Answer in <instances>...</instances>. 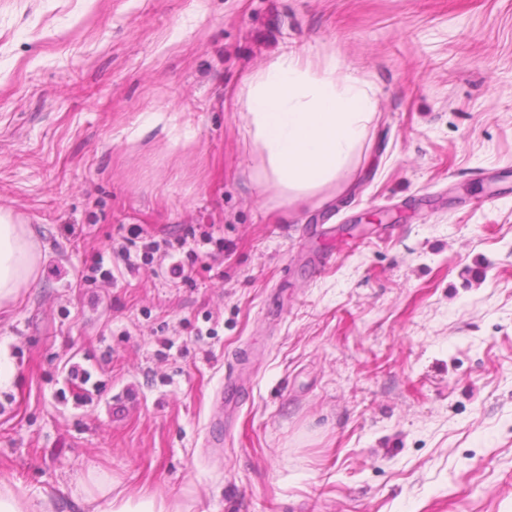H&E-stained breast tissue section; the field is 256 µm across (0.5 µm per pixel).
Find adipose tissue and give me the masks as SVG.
I'll use <instances>...</instances> for the list:
<instances>
[{"instance_id": "obj_1", "label": "adipose tissue", "mask_w": 512, "mask_h": 512, "mask_svg": "<svg viewBox=\"0 0 512 512\" xmlns=\"http://www.w3.org/2000/svg\"><path fill=\"white\" fill-rule=\"evenodd\" d=\"M336 71L335 61L316 68L300 54L283 52L243 81L245 127L266 159V182L285 202L301 201L334 181L367 137L371 88ZM41 260L28 225L1 211L0 308L36 278ZM82 503L85 512H159L153 498L123 495L110 479L95 475Z\"/></svg>"}]
</instances>
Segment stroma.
<instances>
[{
	"label": "stroma",
	"mask_w": 512,
	"mask_h": 512,
	"mask_svg": "<svg viewBox=\"0 0 512 512\" xmlns=\"http://www.w3.org/2000/svg\"><path fill=\"white\" fill-rule=\"evenodd\" d=\"M291 49L375 104L304 207L238 98ZM0 210L43 251L0 310V474L54 512L92 473L190 512H512V0H0Z\"/></svg>",
	"instance_id": "35a3bbf8"
}]
</instances>
